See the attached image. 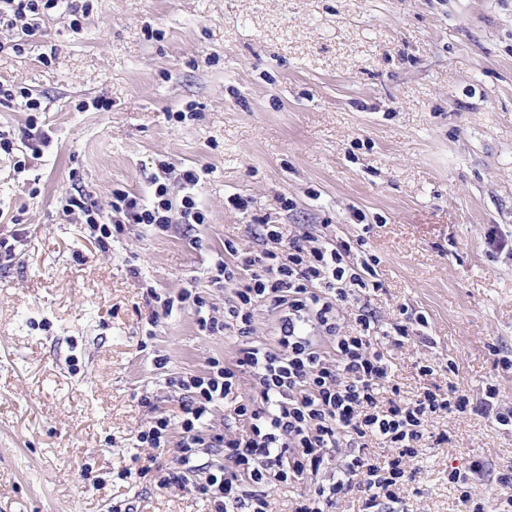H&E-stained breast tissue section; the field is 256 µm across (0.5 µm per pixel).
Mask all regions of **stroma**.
<instances>
[{"mask_svg": "<svg viewBox=\"0 0 512 512\" xmlns=\"http://www.w3.org/2000/svg\"><path fill=\"white\" fill-rule=\"evenodd\" d=\"M88 3L77 30L63 10L27 39L0 30L25 42L0 52V86L41 101L50 139L32 153L27 112L0 101L14 142L0 153V512H211L192 487L139 477L173 455L136 436L154 411L179 414L170 377L238 341L177 308L153 317L147 291L223 311L234 291L211 278L224 244L257 248L266 222L374 258L379 323L411 335L384 351L402 398L453 384L479 400L492 385L496 411L512 410V0ZM164 163L176 201L182 171L202 170L206 223H127L102 248L62 210L78 191L118 221L113 192L150 201ZM425 429L449 441L407 463L398 512H466L452 470L487 496L512 474V428L493 413Z\"/></svg>", "mask_w": 512, "mask_h": 512, "instance_id": "35a3bbf8", "label": "stroma"}]
</instances>
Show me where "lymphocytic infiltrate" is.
I'll list each match as a JSON object with an SVG mask.
<instances>
[{
    "instance_id": "lymphocytic-infiltrate-1",
    "label": "lymphocytic infiltrate",
    "mask_w": 512,
    "mask_h": 512,
    "mask_svg": "<svg viewBox=\"0 0 512 512\" xmlns=\"http://www.w3.org/2000/svg\"><path fill=\"white\" fill-rule=\"evenodd\" d=\"M65 6L79 11L66 0H0V24L13 28L27 16ZM199 180L197 170L182 173L185 193L177 203L159 182L149 203L117 192L112 207L133 223L162 230L176 220L202 224L207 216L193 193ZM262 239V248L243 254L225 243L231 259L217 264L213 281L234 288L235 299L223 317L207 311L197 295L158 300L165 315L177 304L191 308L209 334L232 331L239 347L231 360L211 359L204 373L169 378V386L183 395L179 421L157 414L137 440L144 448L173 447L174 467L155 475L161 488L198 472L201 449L222 456V464L198 485L214 512H269L270 486L315 478L333 459L337 477L326 483L315 479L294 512H331L354 486L365 495V512H373L397 500L407 479L403 462L419 456L428 418L467 412L470 397L452 386L444 393L428 388L406 401L382 403L390 368L373 341L372 315L363 301L373 285L370 263L354 261L345 240L319 242L306 234L287 239L276 224L264 225ZM261 302L280 312L271 345L253 338L254 307ZM349 313L357 332L342 326ZM245 376L253 387L241 397L237 390ZM230 397L235 400L230 413L243 428L235 434L214 431V409ZM376 441L388 447L387 455L372 454Z\"/></svg>"
}]
</instances>
